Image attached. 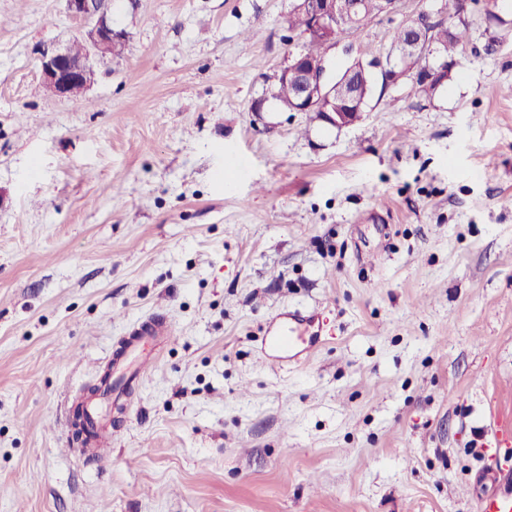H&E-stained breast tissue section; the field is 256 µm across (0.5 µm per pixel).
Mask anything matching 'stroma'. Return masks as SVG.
I'll return each mask as SVG.
<instances>
[{
    "label": "stroma",
    "instance_id": "stroma-1",
    "mask_svg": "<svg viewBox=\"0 0 512 512\" xmlns=\"http://www.w3.org/2000/svg\"><path fill=\"white\" fill-rule=\"evenodd\" d=\"M289 0H112L129 41L45 95L65 0H0V512H478L512 417V6L455 79L361 119L252 111L304 45ZM436 0L353 36L386 53ZM316 344L273 351L290 315ZM175 334L67 450L121 340ZM104 416L103 410L100 407L90 408L88 407L85 412V417H88L96 426L97 436L94 437L91 441L92 450L94 455L100 456L103 452V449L108 446V437H107V423L103 421L99 415Z\"/></svg>",
    "mask_w": 512,
    "mask_h": 512
}]
</instances>
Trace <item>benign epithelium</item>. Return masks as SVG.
Masks as SVG:
<instances>
[{
	"label": "benign epithelium",
	"instance_id": "benign-epithelium-1",
	"mask_svg": "<svg viewBox=\"0 0 512 512\" xmlns=\"http://www.w3.org/2000/svg\"><path fill=\"white\" fill-rule=\"evenodd\" d=\"M69 15L82 24V54L70 48L41 52L42 84L58 98L76 99L95 82L96 66L111 59L119 43L129 35L112 23V0H65ZM357 0H291L290 10L301 20L306 40L316 42L321 53L313 58L307 50L288 54L278 77L292 82L295 102L291 112H318L334 126L356 121L367 108L369 89L396 85L412 77L427 91L448 80V58L431 40L416 33L431 26L422 14L402 26L405 38L390 46L386 54L365 59L354 43L336 38V31L354 27ZM341 49L345 64L338 69L331 52Z\"/></svg>",
	"mask_w": 512,
	"mask_h": 512
}]
</instances>
